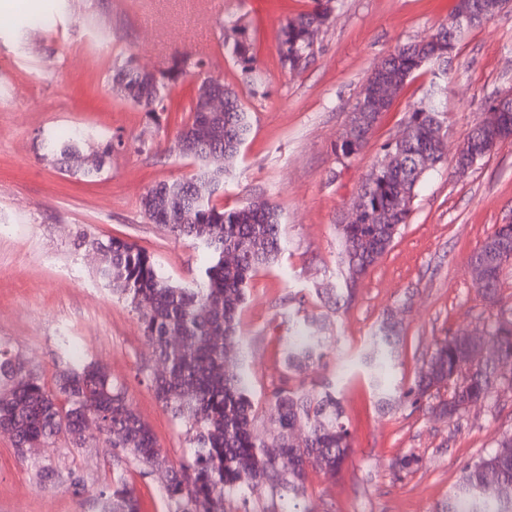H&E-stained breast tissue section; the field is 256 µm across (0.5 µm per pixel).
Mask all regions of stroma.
I'll return each mask as SVG.
<instances>
[{
  "instance_id": "stroma-1",
  "label": "stroma",
  "mask_w": 512,
  "mask_h": 512,
  "mask_svg": "<svg viewBox=\"0 0 512 512\" xmlns=\"http://www.w3.org/2000/svg\"><path fill=\"white\" fill-rule=\"evenodd\" d=\"M456 0H338L305 71L279 62L280 28L310 0H0V348L53 385L66 364L96 362L122 385L153 429L169 464L190 463L184 425L156 399L150 378L162 371L136 311L98 278L100 257L80 235L118 238L151 256L174 284L195 286L211 262L198 241L152 223L140 199L153 185L195 172L170 152L187 118L197 80L172 88L167 112L152 118L112 91V70L126 59L164 72L173 56L204 58L211 75L239 91L251 130L213 202L234 208L265 197L281 213L285 250L258 271L238 314L242 359L254 402L262 404L285 368L294 323L321 313L316 290L341 285L336 226L382 154L404 130L409 107L431 75L422 73L382 114L365 148L338 160L336 140L373 67L397 46L433 35ZM250 25L263 95L252 96L226 57L219 22ZM112 35L111 47L98 41ZM512 89V7L467 31L448 65V160L428 172L407 224L358 283L346 309L330 316L323 365L304 388L333 383L340 392L352 448L340 475L309 473L304 512H434L464 469L512 433V386L502 385L458 419H437L405 403L378 411L362 356L387 312L403 330L388 381L408 387L436 341L485 335L512 306V263L500 276L498 303L478 289L471 258L497 225L512 221V141L465 174L452 160L478 122L485 99ZM79 132L90 147L111 146L109 165L86 178L43 158L48 136ZM416 455L412 472L394 467ZM55 476L44 481L43 468ZM121 473L140 512H170L162 473L112 447L95 428L74 444L58 435L45 448L18 451L0 434V512H100V493Z\"/></svg>"
}]
</instances>
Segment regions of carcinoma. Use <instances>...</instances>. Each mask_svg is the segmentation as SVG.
<instances>
[{
    "label": "carcinoma",
    "instance_id": "1",
    "mask_svg": "<svg viewBox=\"0 0 512 512\" xmlns=\"http://www.w3.org/2000/svg\"><path fill=\"white\" fill-rule=\"evenodd\" d=\"M336 10L334 0H312L311 9L287 19L278 46L282 66L292 73L304 70L314 57L310 33L322 30ZM224 54L241 67L259 89L254 43L244 17L221 22ZM448 28L440 27L420 45H400L380 66L406 85L418 71L429 68L431 79L424 97L409 108L416 123L410 140L403 145L386 144L383 151L396 160L377 163L360 187L368 217L360 224L338 225L346 287L336 289L321 302L334 307L349 305L353 285L388 250L400 227L407 223L410 205L425 172L416 169L415 155L425 152L431 167L446 160V147L433 136V126L447 115ZM204 63L176 56L160 75L129 64L116 70L112 88L142 111H167V92L184 76L199 75ZM220 92L224 111H205L206 98ZM211 127L212 139L184 143L201 125ZM249 108L235 88L222 79L206 77L199 84L187 120L169 151L192 159L195 173L149 189L140 205L154 224H163L182 238L204 243L212 255L199 284L175 286L155 267L144 251L117 239L86 240L100 251L99 274L112 291L138 313L143 335L164 367L151 379L156 398L172 416L186 424L192 434L191 464L175 469L161 454L152 428L128 404L123 387L108 371L95 363L69 364L50 390L40 375L23 371L0 350V430L15 431L16 448L46 446L61 433L78 443L88 421L98 423L112 447L119 448L151 470L166 473L165 493L172 512H237L234 502L244 490L266 487L271 494L288 498L285 512H302L299 502L306 493L309 469L334 475L341 472L351 448L350 433L336 386L327 384L318 392L303 391L283 382L273 388L268 400L269 434L256 429L255 407L242 369L224 368V344H239L236 317L245 299L248 281L261 268L278 261L283 251L281 216L272 202L253 200L240 208L225 210L212 203L224 187V171L207 166L216 152L233 163L250 131ZM80 138L72 136L50 147L52 161L65 163L79 152ZM385 212L389 222H376ZM504 244L512 250V229L497 228L485 240V248ZM241 250L238 261L228 265L224 254ZM178 336L181 345L171 344ZM328 342L321 316H307L288 340L283 362L289 375L317 365ZM402 336L395 315L384 318L372 338L367 356L369 379L378 406L391 410L405 401L427 407L433 416H460L469 404L489 397L498 383L512 385V308L500 318L486 337L447 336L436 342L406 389H391L385 365L399 354ZM494 344L496 360L482 356L483 346ZM512 489V434L498 442L494 452L469 465L457 490L438 512H512V497L501 494ZM103 512H139L138 501L125 479L116 475L101 493Z\"/></svg>",
    "mask_w": 512,
    "mask_h": 512
}]
</instances>
